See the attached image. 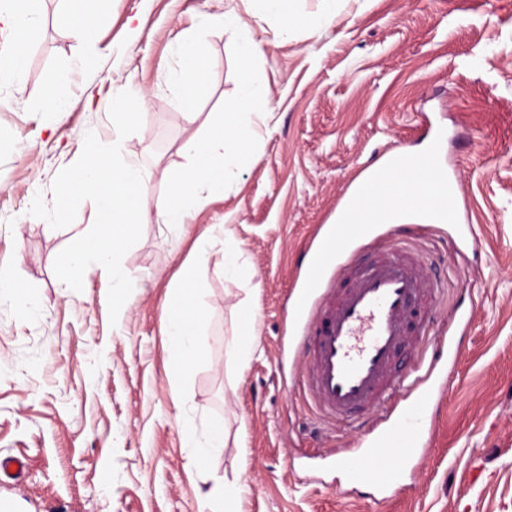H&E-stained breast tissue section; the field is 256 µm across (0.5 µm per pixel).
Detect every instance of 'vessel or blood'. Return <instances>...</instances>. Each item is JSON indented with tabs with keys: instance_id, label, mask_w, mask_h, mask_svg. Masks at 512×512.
<instances>
[{
	"instance_id": "1",
	"label": "vessel or blood",
	"mask_w": 512,
	"mask_h": 512,
	"mask_svg": "<svg viewBox=\"0 0 512 512\" xmlns=\"http://www.w3.org/2000/svg\"><path fill=\"white\" fill-rule=\"evenodd\" d=\"M432 160V155L410 151L396 155L398 167L419 178ZM385 172L378 167L374 178L354 188L337 210L335 224L313 238L289 326L291 339L309 342L305 389L320 419L356 429L368 409L384 410L383 425L369 447L347 462L352 483L379 491L399 485L400 461L420 455L437 362L442 353L458 351L452 339L442 351L430 345L434 331L425 317L426 305L440 301L445 288L416 263L394 255V248L408 239L404 225L381 232L356 221ZM449 201L447 192L420 178L414 199L395 208L437 213ZM405 345L414 347L415 361L407 374L397 375L392 362ZM404 391L413 395L410 406L388 412Z\"/></svg>"
}]
</instances>
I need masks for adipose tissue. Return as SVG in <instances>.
Segmentation results:
<instances>
[{
  "label": "adipose tissue",
  "instance_id": "1",
  "mask_svg": "<svg viewBox=\"0 0 512 512\" xmlns=\"http://www.w3.org/2000/svg\"><path fill=\"white\" fill-rule=\"evenodd\" d=\"M253 2L255 8L248 22L232 12L201 16L205 27L223 26L240 50V96L234 111L200 119L197 112L199 43L196 38L182 35L173 44L178 67L172 79L181 90L180 102L186 120L196 130L179 148L184 162L174 171L165 193L152 195L140 161L121 152L124 136L136 128L140 111L149 105L145 95L124 94L114 100L111 154H104L96 134H89L75 178L85 196L101 201L103 208L90 247L73 251L67 260L68 281L80 282L94 270L108 268L140 224L151 221L183 229L208 198L223 191L224 178L236 176L243 167L259 162L261 133L274 112L257 109L268 98L267 86L257 75L253 59L258 46L257 30L262 22L275 17L280 21L282 34H290L297 28L317 32L338 0H321V13L311 15L296 13L288 0ZM198 294L196 280L181 282L173 292L172 309L164 324L171 365L179 372L188 370L200 355L197 330L205 312L198 303Z\"/></svg>",
  "mask_w": 512,
  "mask_h": 512
}]
</instances>
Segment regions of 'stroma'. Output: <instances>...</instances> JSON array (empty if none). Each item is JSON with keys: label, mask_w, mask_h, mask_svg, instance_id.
Wrapping results in <instances>:
<instances>
[{"label": "stroma", "mask_w": 512, "mask_h": 512, "mask_svg": "<svg viewBox=\"0 0 512 512\" xmlns=\"http://www.w3.org/2000/svg\"><path fill=\"white\" fill-rule=\"evenodd\" d=\"M24 46L25 78L0 84V257L20 254L18 295L0 300V456L27 464L0 487L12 512H201L225 487L238 512H512V0H341L318 35L258 32L260 77L275 110L262 159L210 197L183 232L139 225L115 269L80 283L62 269L100 207L73 195L64 220L47 212L88 133L112 141V102L147 95L141 130L125 137L153 194L166 191L193 131L177 89L173 41L200 13L247 16L246 0H114L92 41L76 40L62 0H41ZM202 36L201 114L238 100V50L223 29ZM93 55L95 69L81 61ZM64 114L45 111L52 83ZM439 141V166L460 170L455 218L418 238L417 257L447 284L436 330L454 310L469 320L448 362L431 446L412 481L380 503L341 467L370 426L321 424L302 387L299 352L280 355L309 242L336 221L359 171ZM225 224L240 272L224 274L223 244L190 266L197 236ZM476 249L454 253L467 226ZM475 275L463 288L453 268ZM129 281L123 295L113 271ZM192 273L206 318L202 352L172 371L162 326L178 279ZM258 336L246 364L229 351L246 323ZM185 403L176 409L174 391ZM224 430L199 461L186 429Z\"/></svg>", "instance_id": "35a3bbf8"}]
</instances>
